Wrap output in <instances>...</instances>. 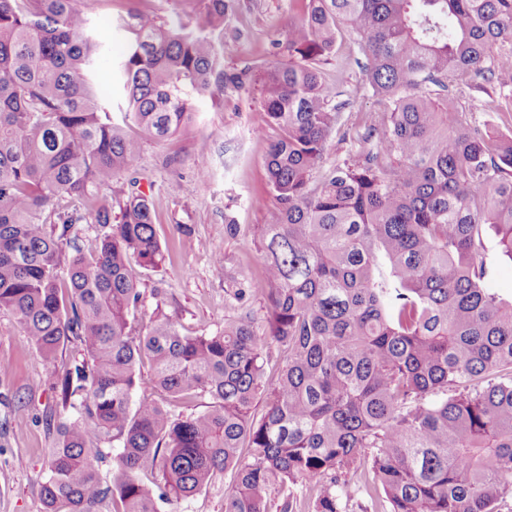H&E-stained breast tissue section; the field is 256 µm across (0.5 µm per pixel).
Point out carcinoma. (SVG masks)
Masks as SVG:
<instances>
[{"mask_svg":"<svg viewBox=\"0 0 512 512\" xmlns=\"http://www.w3.org/2000/svg\"><path fill=\"white\" fill-rule=\"evenodd\" d=\"M181 2L176 25L112 18L128 37L118 124L99 106L97 0H0V311L52 374L44 512H159L227 471L224 512H344L355 479L388 512H512V299L484 259L490 229L512 260V137L460 105L508 83L512 0H306L276 42L288 61L229 73L236 0ZM340 24L383 109L353 127L355 159L315 180L346 106L320 69ZM255 79L276 131L262 275L227 281L220 333H183L160 299L141 324V271L164 249L151 196L114 178L200 98ZM69 345L80 358L59 372ZM187 397L209 403L186 415Z\"/></svg>","mask_w":512,"mask_h":512,"instance_id":"1","label":"carcinoma"}]
</instances>
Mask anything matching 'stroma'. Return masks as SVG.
Masks as SVG:
<instances>
[{
	"instance_id": "obj_1",
	"label": "stroma",
	"mask_w": 512,
	"mask_h": 512,
	"mask_svg": "<svg viewBox=\"0 0 512 512\" xmlns=\"http://www.w3.org/2000/svg\"><path fill=\"white\" fill-rule=\"evenodd\" d=\"M304 9L303 0H238L226 19L224 35L237 40L238 53L225 59V70L248 62L276 59L273 41L284 40L289 20ZM366 57L356 38L341 31L336 53L323 66L327 77H342L344 126L381 107L364 74ZM512 95V85L492 84L468 91L461 100L473 123L496 136H512V112L491 113L489 97ZM266 114L258 88L213 91L200 101L195 119L175 134L146 142L136 173L139 190L150 194L156 229L166 259L142 272L144 303L136 313L148 322L155 307L153 289L166 293L164 310L184 332L213 333L224 327V280L212 271V257L222 254L232 275L260 273L261 255L253 243L255 228L266 223L274 205L265 169ZM210 170L198 175L199 164ZM179 194H171L170 184ZM242 235L225 236L228 223ZM51 373L39 355L21 348L19 328L0 314V512H42L40 490L55 435L47 424L55 407ZM229 475L222 474L195 495L161 505V512H222Z\"/></svg>"
}]
</instances>
